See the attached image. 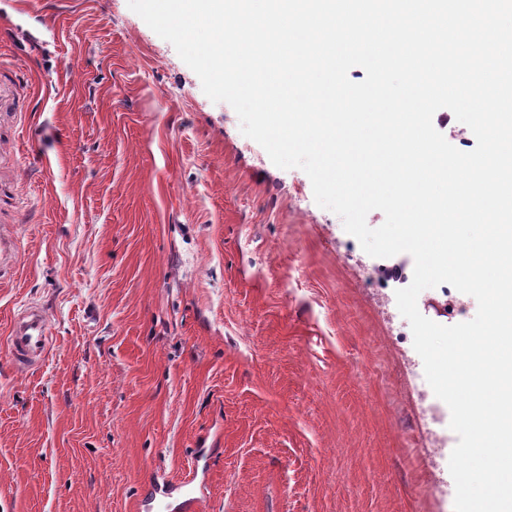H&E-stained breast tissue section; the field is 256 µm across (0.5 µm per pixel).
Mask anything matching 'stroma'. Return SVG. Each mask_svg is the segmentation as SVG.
I'll list each match as a JSON object with an SVG mask.
<instances>
[{
  "label": "stroma",
  "instance_id": "35a3bbf8",
  "mask_svg": "<svg viewBox=\"0 0 512 512\" xmlns=\"http://www.w3.org/2000/svg\"><path fill=\"white\" fill-rule=\"evenodd\" d=\"M19 178L0 278V512H454L450 410L377 258L128 0H0ZM45 312V359L10 361ZM47 318L39 309H29L14 316L11 324L10 358L17 368H28L42 361L50 348ZM194 481L193 479L187 481L184 485L176 488L166 487L164 484L160 485L155 483L147 496L141 499L136 504L137 512L139 510L149 509L155 512H166L169 510L170 503L169 499L173 498L174 493H177L182 499L180 502L179 510L184 512H195L198 508L199 498L196 496V490L190 487Z\"/></svg>",
  "mask_w": 512,
  "mask_h": 512
}]
</instances>
